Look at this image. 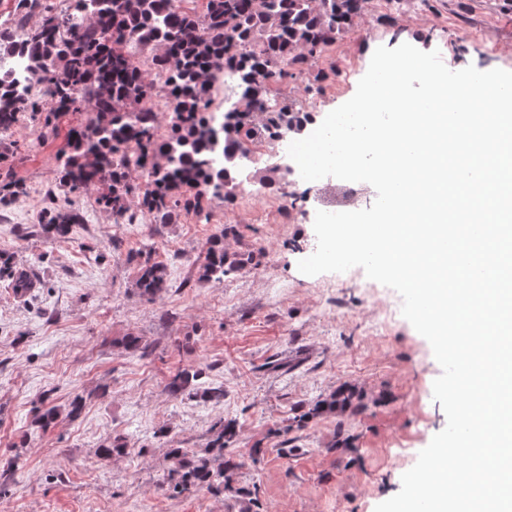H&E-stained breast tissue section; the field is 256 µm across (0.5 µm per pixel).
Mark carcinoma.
I'll return each mask as SVG.
<instances>
[{
    "label": "carcinoma",
    "mask_w": 512,
    "mask_h": 512,
    "mask_svg": "<svg viewBox=\"0 0 512 512\" xmlns=\"http://www.w3.org/2000/svg\"><path fill=\"white\" fill-rule=\"evenodd\" d=\"M187 0H70L67 9L51 10L44 0H18L21 17L37 14L40 21L19 36L0 26V160L15 151L6 137L27 112L41 125V137L56 135L57 120L67 112H85L89 120L72 128L57 155L60 186L68 193L91 184L106 187L99 202L118 218L127 216L132 200L142 212L163 224L181 215L206 216L202 201L233 196L239 177L241 145L253 137L278 138L302 134L310 117L283 108L263 112L267 75L281 59L311 66L323 49L349 31L365 11L366 0H207L199 13ZM259 47L257 52L229 54L233 47ZM157 49L149 59L136 50ZM28 52L30 84L18 89L5 56ZM234 66L243 91L232 108L209 114V89L221 69ZM168 75L173 106L168 137L157 134V119L148 93L155 73ZM135 144L136 167L150 165V188L140 192L130 177L125 153ZM28 192L25 182L5 173L0 178V205ZM78 215L47 211L42 229L65 239ZM135 286L147 301L166 289V268L151 256L137 253ZM247 262L224 251V237L212 241L200 264L202 282L222 280ZM23 296L41 287L0 252V275ZM197 373L182 370L168 382L175 397L196 396ZM83 397L67 406L39 411L43 428L61 415L76 417ZM351 396L339 389L317 402L302 422L324 412L345 411ZM204 448H172V491L178 495L201 489L245 493L232 485L243 462L224 458L234 426L219 422Z\"/></svg>",
    "instance_id": "obj_1"
}]
</instances>
